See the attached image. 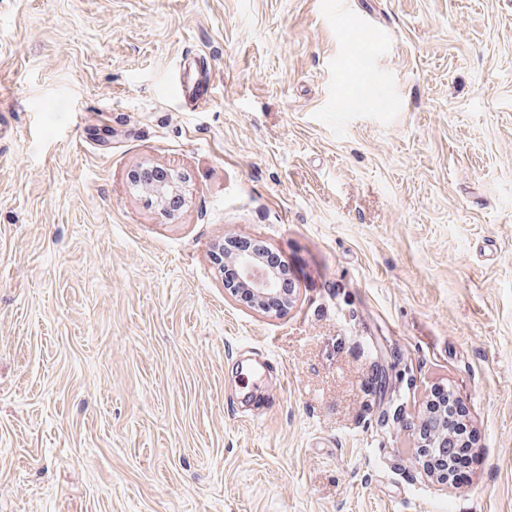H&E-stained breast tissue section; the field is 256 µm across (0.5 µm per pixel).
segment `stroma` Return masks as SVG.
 <instances>
[{"mask_svg":"<svg viewBox=\"0 0 512 512\" xmlns=\"http://www.w3.org/2000/svg\"><path fill=\"white\" fill-rule=\"evenodd\" d=\"M329 3L0 0V512H512V0ZM239 238L291 309L225 290ZM213 79L208 66L198 68L196 73L188 75L180 85V96L184 102L199 104L211 100L213 94ZM140 173H135L132 177V182L136 186H141L143 190H145L152 198H154L155 202L165 209L169 200L173 197H177L180 195L181 187L179 181L172 176H166L161 180H142L139 179ZM462 403L457 397H454L453 392L448 388L439 390L433 394V399L430 401L429 416L423 422L419 430L420 440L430 446L425 455L428 457V465L431 468H436L440 471H447L448 480L457 483L464 482L475 465L480 462L479 455L474 452L472 448L473 437L470 431L467 430V424L464 422L465 416ZM447 415L445 422L440 425V428L433 438L434 441L430 444L427 443L432 438L433 432L436 430V422H438V415ZM448 429V432H447ZM449 448H442L443 451L449 453H442L441 449L436 452L432 451L429 447H440V444L447 443Z\"/></svg>","mask_w":512,"mask_h":512,"instance_id":"obj_1","label":"stroma"}]
</instances>
